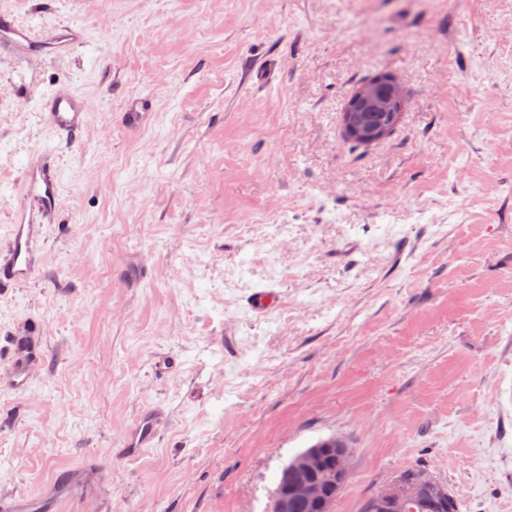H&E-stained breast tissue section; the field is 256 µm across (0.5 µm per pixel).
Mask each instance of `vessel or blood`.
Returning <instances> with one entry per match:
<instances>
[{"mask_svg":"<svg viewBox=\"0 0 512 512\" xmlns=\"http://www.w3.org/2000/svg\"><path fill=\"white\" fill-rule=\"evenodd\" d=\"M34 38L28 28L0 20V49L8 48L25 54ZM44 116L58 136L75 135L83 126L89 103L73 90L57 89L44 103ZM49 150L25 169L23 188L13 211L8 240L0 248V290L16 288L32 280L38 263L36 245L44 224L50 223L58 209L59 180L49 162ZM154 438L153 421L143 417L126 437L127 452L147 447Z\"/></svg>","mask_w":512,"mask_h":512,"instance_id":"vessel-or-blood-1","label":"vessel or blood"}]
</instances>
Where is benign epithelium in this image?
<instances>
[{
  "instance_id": "1",
  "label": "benign epithelium",
  "mask_w": 512,
  "mask_h": 512,
  "mask_svg": "<svg viewBox=\"0 0 512 512\" xmlns=\"http://www.w3.org/2000/svg\"><path fill=\"white\" fill-rule=\"evenodd\" d=\"M388 88L381 105L392 110L389 122L400 120L393 113L398 103L405 100L404 89L393 75L376 77L366 81L347 101L344 108L345 135L365 143H372L385 138L389 126L367 130L357 120L360 106L378 97L380 83ZM351 449L334 439L323 443L320 448H311L295 456L288 467L290 481L279 489L278 498L272 505V512H290L296 502H301L315 509L326 507V494L330 485L341 484L351 471ZM417 496H426L436 505L438 512L449 508L450 498L445 486L430 473L422 470L418 473H403L393 480L375 501L376 512H405L409 501Z\"/></svg>"
}]
</instances>
